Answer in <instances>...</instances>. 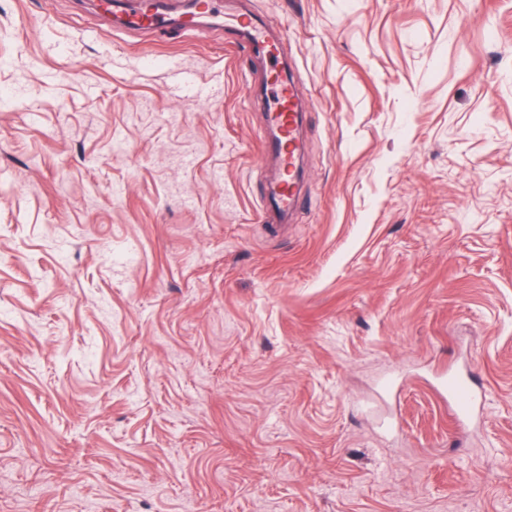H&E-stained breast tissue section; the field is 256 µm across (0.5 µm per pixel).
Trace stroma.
<instances>
[{
  "mask_svg": "<svg viewBox=\"0 0 512 512\" xmlns=\"http://www.w3.org/2000/svg\"><path fill=\"white\" fill-rule=\"evenodd\" d=\"M236 4L307 104L282 226L224 24L0 0V512H512V0ZM169 21L167 12L151 2H144L138 11L126 14L127 26L153 32H165ZM443 389L448 392V397L454 403L456 414L461 419L469 418L484 398L482 389L468 374H449L443 381Z\"/></svg>",
  "mask_w": 512,
  "mask_h": 512,
  "instance_id": "obj_1",
  "label": "stroma"
}]
</instances>
